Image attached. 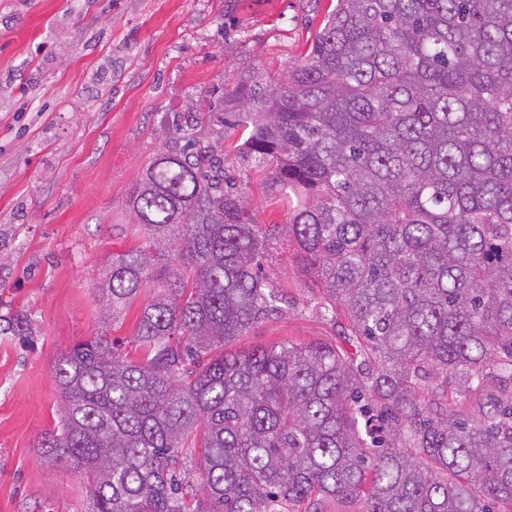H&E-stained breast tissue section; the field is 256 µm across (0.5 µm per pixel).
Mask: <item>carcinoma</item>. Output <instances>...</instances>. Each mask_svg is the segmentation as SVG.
Instances as JSON below:
<instances>
[{"label": "carcinoma", "mask_w": 512, "mask_h": 512, "mask_svg": "<svg viewBox=\"0 0 512 512\" xmlns=\"http://www.w3.org/2000/svg\"><path fill=\"white\" fill-rule=\"evenodd\" d=\"M234 102L218 122L248 132L354 350L228 349L283 300L276 229L224 181V131L176 122L129 197L157 249L99 288L114 318L148 295L134 354L105 335L56 359L38 452L80 473L87 512L512 507V0H336L286 86Z\"/></svg>", "instance_id": "1"}]
</instances>
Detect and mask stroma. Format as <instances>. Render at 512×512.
<instances>
[{
    "label": "stroma",
    "instance_id": "35a3bbf8",
    "mask_svg": "<svg viewBox=\"0 0 512 512\" xmlns=\"http://www.w3.org/2000/svg\"><path fill=\"white\" fill-rule=\"evenodd\" d=\"M333 0H0V512H85L82 479L40 436L62 405L52 366L100 333L127 339L142 307L98 300L113 255L146 234L126 202L167 147L175 115L221 111L238 85L276 90L309 58ZM224 132V171L255 223L274 224L263 269L283 296L236 348L339 339L288 241V205Z\"/></svg>",
    "mask_w": 512,
    "mask_h": 512
}]
</instances>
